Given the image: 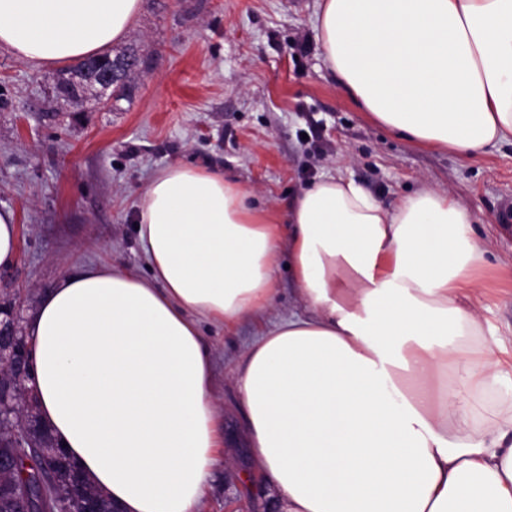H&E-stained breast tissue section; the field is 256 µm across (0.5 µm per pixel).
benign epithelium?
Instances as JSON below:
<instances>
[{
  "label": "benign epithelium",
  "mask_w": 512,
  "mask_h": 512,
  "mask_svg": "<svg viewBox=\"0 0 512 512\" xmlns=\"http://www.w3.org/2000/svg\"><path fill=\"white\" fill-rule=\"evenodd\" d=\"M98 84L103 88L112 86L116 65L112 60L98 59L93 63ZM5 318L0 320V431L11 432V438L24 440L30 432L40 426L36 404L29 400L17 407V396L30 379V365L25 348L26 337L19 326L15 312L4 311ZM36 470L40 480L29 485L27 494L44 486L42 479L49 478L58 483L79 484L78 476L69 470L60 468V451L56 445L37 447Z\"/></svg>",
  "instance_id": "obj_1"
}]
</instances>
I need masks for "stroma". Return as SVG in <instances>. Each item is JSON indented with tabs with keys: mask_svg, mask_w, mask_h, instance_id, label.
Listing matches in <instances>:
<instances>
[{
	"mask_svg": "<svg viewBox=\"0 0 512 512\" xmlns=\"http://www.w3.org/2000/svg\"><path fill=\"white\" fill-rule=\"evenodd\" d=\"M317 0H142L113 51L136 45L141 73L118 101L65 105L57 69L0 48V208L15 212L16 264L0 270V308L27 315L42 292L87 264L146 273L134 225L154 174L184 163L223 172L286 223L293 197L325 175L352 177L390 202L429 183L468 210L495 248L480 275L485 317L512 328V142L474 158L412 144L376 124L324 63ZM203 323L222 398L223 460L199 512H270L269 487L245 485V417L229 382L263 331Z\"/></svg>",
	"mask_w": 512,
	"mask_h": 512,
	"instance_id": "35a3bbf8",
	"label": "stroma"
}]
</instances>
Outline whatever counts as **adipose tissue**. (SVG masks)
Instances as JSON below:
<instances>
[{
  "label": "adipose tissue",
  "instance_id": "ef3b65f1",
  "mask_svg": "<svg viewBox=\"0 0 512 512\" xmlns=\"http://www.w3.org/2000/svg\"><path fill=\"white\" fill-rule=\"evenodd\" d=\"M141 0H0V47L38 67L121 40ZM326 65L377 123L472 157L512 140V0H317ZM148 275L92 264L26 321L39 417L123 512H198L224 443L208 321L299 312L231 371L274 512H512V387L466 208L423 185L384 203L328 175L287 224L224 175L175 164L139 203ZM287 260H281L278 271L277 294L274 302L276 312L279 315H288V311H292L297 305L293 294V287L290 283Z\"/></svg>",
  "mask_w": 512,
  "mask_h": 512
}]
</instances>
